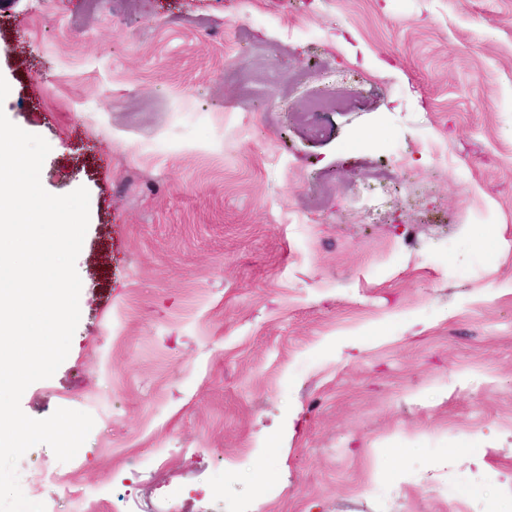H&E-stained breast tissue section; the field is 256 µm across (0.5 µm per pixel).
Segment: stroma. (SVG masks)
I'll return each instance as SVG.
<instances>
[{
    "instance_id": "35a3bbf8",
    "label": "stroma",
    "mask_w": 512,
    "mask_h": 512,
    "mask_svg": "<svg viewBox=\"0 0 512 512\" xmlns=\"http://www.w3.org/2000/svg\"><path fill=\"white\" fill-rule=\"evenodd\" d=\"M0 76L90 196L30 500L512 512V0H9Z\"/></svg>"
}]
</instances>
